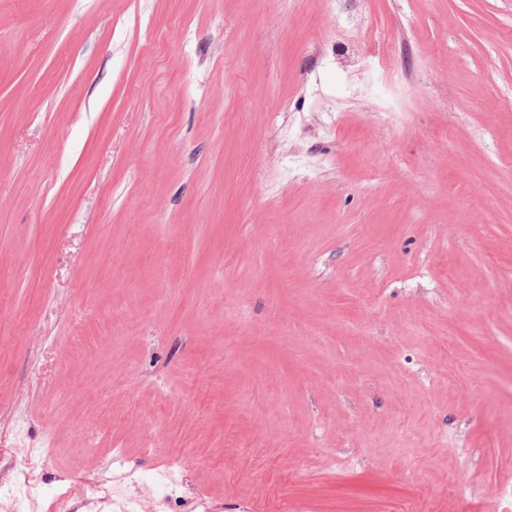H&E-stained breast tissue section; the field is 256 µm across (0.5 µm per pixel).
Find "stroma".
Masks as SVG:
<instances>
[{
  "label": "stroma",
  "mask_w": 512,
  "mask_h": 512,
  "mask_svg": "<svg viewBox=\"0 0 512 512\" xmlns=\"http://www.w3.org/2000/svg\"><path fill=\"white\" fill-rule=\"evenodd\" d=\"M0 512H512V0H0Z\"/></svg>",
  "instance_id": "stroma-1"
}]
</instances>
